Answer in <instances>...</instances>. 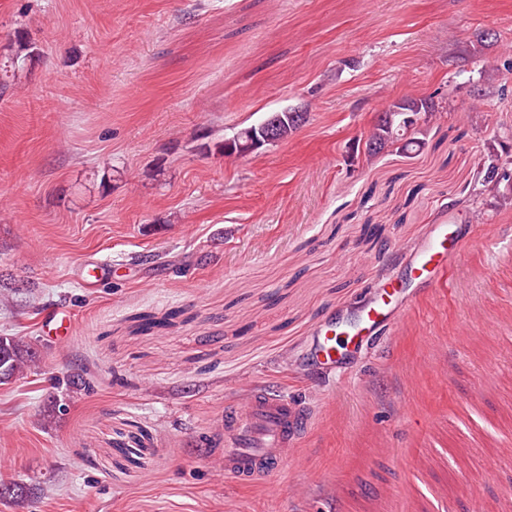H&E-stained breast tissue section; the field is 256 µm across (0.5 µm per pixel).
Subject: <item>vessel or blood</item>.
I'll use <instances>...</instances> for the list:
<instances>
[{"label":"vessel or blood","instance_id":"obj_1","mask_svg":"<svg viewBox=\"0 0 512 512\" xmlns=\"http://www.w3.org/2000/svg\"><path fill=\"white\" fill-rule=\"evenodd\" d=\"M467 238L450 226L438 224L427 247L411 266L409 276L421 286L446 283ZM403 284L389 280L354 322L328 318L314 330L315 358L332 375L343 374L347 345L374 341L379 332L396 330L401 323ZM309 422L306 411L287 396L251 389L237 403L224 407V475L245 486L270 485L294 461Z\"/></svg>","mask_w":512,"mask_h":512}]
</instances>
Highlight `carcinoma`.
Listing matches in <instances>:
<instances>
[{
	"label": "carcinoma",
	"instance_id": "1",
	"mask_svg": "<svg viewBox=\"0 0 512 512\" xmlns=\"http://www.w3.org/2000/svg\"><path fill=\"white\" fill-rule=\"evenodd\" d=\"M20 66L17 60H12L9 68L0 67V90L5 91L17 79ZM434 107L427 98H407L393 103L380 114L378 120L363 139L364 154L374 157L391 145H398V149L406 155L420 151L425 145L422 139L416 137L420 133L418 126H409L407 117L417 115L428 124L433 116ZM301 126L299 117L292 112L282 113V119L277 126L276 137L278 141L288 139ZM512 164V159L501 160L498 154H491L488 163L483 165V182L487 185L497 186L501 183L496 168H506ZM36 363V352L24 339L18 336H0V383H7L11 379L24 374Z\"/></svg>",
	"mask_w": 512,
	"mask_h": 512
}]
</instances>
